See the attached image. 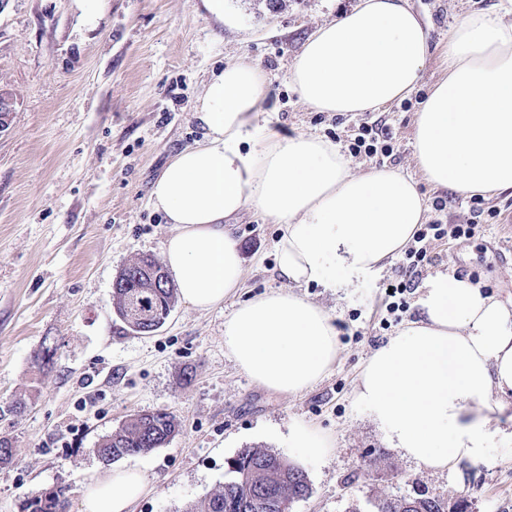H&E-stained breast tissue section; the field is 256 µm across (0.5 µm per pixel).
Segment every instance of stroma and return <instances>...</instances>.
<instances>
[{
    "instance_id": "35a3bbf8",
    "label": "stroma",
    "mask_w": 512,
    "mask_h": 512,
    "mask_svg": "<svg viewBox=\"0 0 512 512\" xmlns=\"http://www.w3.org/2000/svg\"><path fill=\"white\" fill-rule=\"evenodd\" d=\"M500 0H409L432 43L465 14L496 11ZM358 0H224L223 15L205 0H103L85 24L74 0H5L0 6V91L13 111L0 130V406L15 399L21 415H0L15 461L0 466V512H20L28 493L63 486L68 512H80L87 478L105 467L94 453L131 415L164 410L179 433L146 455L119 463L150 480L133 512H182L224 484L226 461L239 450L267 448L304 470L312 494L290 512H377L384 499L424 495L467 512H512V404L477 463L433 472L392 448L355 387L368 358L418 317L414 294L404 313L388 315L385 286L398 264L339 289L312 283L300 293L338 323L336 362L322 381L292 395L270 392L246 376L224 348V318L236 303L277 290L276 244L285 231L246 210L234 233L244 260L243 284L222 307L201 312L176 301L151 335L128 331L112 304L118 272L142 255L162 257L175 227L151 207L148 191L170 156L193 145L192 116L204 84L248 58L266 70L270 91L260 120L282 136H322L347 145L360 123H385L394 168L416 173L412 130L441 78L430 57L416 90L379 112L336 116L312 110L288 75L306 39ZM426 223L463 224L470 198L419 182ZM425 274L451 271L512 300V231L482 225L472 238L435 242ZM56 362L40 368L44 340ZM304 423L333 438L327 456L288 439Z\"/></svg>"
}]
</instances>
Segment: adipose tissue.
Segmentation results:
<instances>
[{
  "label": "adipose tissue",
  "instance_id": "obj_1",
  "mask_svg": "<svg viewBox=\"0 0 512 512\" xmlns=\"http://www.w3.org/2000/svg\"><path fill=\"white\" fill-rule=\"evenodd\" d=\"M428 57V31L408 0H359L307 39L289 79L315 111L358 115L409 95ZM444 63L413 127L418 169L433 187L464 195L512 189V21L465 16L448 32ZM268 91L253 61L210 78L194 112L203 138L172 155L149 200L178 227L164 261L198 310L222 306L241 286L231 218L251 208L285 225L276 245L284 286L238 303L224 320V347L254 382L294 394L337 356L331 316L299 287H335L339 265L357 278L376 274L409 244L428 204L398 170L355 174L329 140L254 124ZM418 306L419 319L368 360L356 402L392 447L445 470L484 458L496 436L493 415L512 394V306L443 272L425 281ZM148 486L137 468L92 478L82 512H130Z\"/></svg>",
  "mask_w": 512,
  "mask_h": 512
}]
</instances>
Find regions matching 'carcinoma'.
I'll list each match as a JSON object with an SVG mask.
<instances>
[{"label": "carcinoma", "mask_w": 512, "mask_h": 512, "mask_svg": "<svg viewBox=\"0 0 512 512\" xmlns=\"http://www.w3.org/2000/svg\"><path fill=\"white\" fill-rule=\"evenodd\" d=\"M175 291L163 266L152 257H141L113 281L116 316L129 330L152 334L168 318ZM179 427L171 412L139 414L107 436L95 452L106 462L147 454L169 443ZM284 489L297 501L308 497L311 485L305 471L272 450L243 448L227 460L224 486L189 503L183 512H281ZM68 505L65 488H49L27 494L21 512H64Z\"/></svg>", "instance_id": "1"}]
</instances>
